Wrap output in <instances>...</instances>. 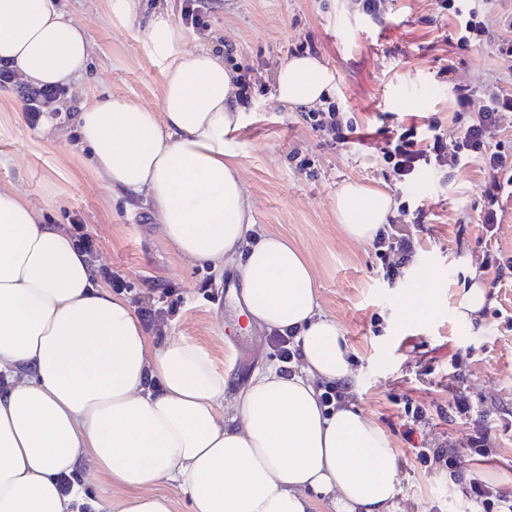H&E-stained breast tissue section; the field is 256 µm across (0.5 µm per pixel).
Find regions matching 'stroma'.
Segmentation results:
<instances>
[{"instance_id":"1","label":"stroma","mask_w":512,"mask_h":512,"mask_svg":"<svg viewBox=\"0 0 512 512\" xmlns=\"http://www.w3.org/2000/svg\"><path fill=\"white\" fill-rule=\"evenodd\" d=\"M60 2L91 39L90 88L103 99L157 107L162 76L146 53L145 33L113 25L102 0ZM205 19L204 30L185 28L191 45L232 54L255 87L227 149L255 203L256 224L295 243L313 265L319 303L339 327L354 370L349 404L384 432L394 454L393 512H475L458 488L474 477L512 493V435L503 433L504 424H512V328L505 324L512 317V283L492 287L493 272L481 267L478 166L459 168L447 182L426 171L402 185L391 183L374 157L392 126L430 120L450 126L453 93L440 69L453 66L456 81L468 82L497 67L493 47L449 45L457 21L440 15L437 0H386L377 23L348 0H216ZM306 40L332 71V98L358 121L361 142L338 143L312 129L299 108L277 102L275 76ZM420 88L433 90L432 99L418 98ZM87 158L62 103L50 104L35 127L24 113L0 106V190L21 188L46 224L82 217L100 243L101 262L127 282L123 295L130 304L151 289L175 288L179 310L163 334L186 337L209 353L227 378L224 414L234 415L249 378L234 370L236 353L225 332L236 315L217 299L237 267L214 271L182 257L163 239L145 198L113 195L103 176L84 167ZM350 181L403 195L429 215L428 223L410 225L416 253L395 281L383 278L372 244L347 240L339 230L336 192ZM423 276L433 287L431 313L401 317V301ZM474 282L486 289V312L465 325L456 310ZM455 391L476 411L468 421L437 413ZM409 399L426 406L428 421L408 440ZM478 428L500 439L493 463L475 461L467 448ZM444 433L460 461L456 481L421 467L414 455Z\"/></svg>"}]
</instances>
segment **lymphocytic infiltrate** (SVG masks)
Returning a JSON list of instances; mask_svg holds the SVG:
<instances>
[{
    "mask_svg": "<svg viewBox=\"0 0 512 512\" xmlns=\"http://www.w3.org/2000/svg\"><path fill=\"white\" fill-rule=\"evenodd\" d=\"M489 0H438L441 15L458 21L455 33L460 49L479 47L494 39L497 19ZM499 56L504 68L493 71L473 84H454L453 128L439 121L409 124L390 130L377 150L392 181L405 184L421 171L449 174L463 165L478 163V187L484 201L481 230L493 238L512 202V137L505 125L512 113V43L501 42ZM0 86L13 89L21 99L30 125H38L50 103L61 100L66 90L59 85H35L16 69L0 66ZM66 233L82 253L93 261L96 278L116 289H124L123 277L98 261V244L81 219L64 225ZM417 240L409 231L395 228L374 241V249L386 276H394L410 262Z\"/></svg>",
    "mask_w": 512,
    "mask_h": 512,
    "instance_id": "obj_1",
    "label": "lymphocytic infiltrate"
}]
</instances>
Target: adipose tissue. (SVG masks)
Here are the masks:
<instances>
[{
    "label": "adipose tissue",
    "instance_id": "ef3b65f1",
    "mask_svg": "<svg viewBox=\"0 0 512 512\" xmlns=\"http://www.w3.org/2000/svg\"><path fill=\"white\" fill-rule=\"evenodd\" d=\"M105 7L117 25L144 22L163 77L158 109L88 92V32L57 0H0V61L67 87L92 168L113 191L148 199L184 258L237 266L251 322L293 331L299 356L256 373L225 417L226 380L203 348L148 336L24 191L0 192V512H101L86 493L98 475L125 491L115 512H173L154 491L162 482L189 493L190 512H314L322 496L337 512H390L398 472L385 434L352 408L318 403L319 383L353 374L341 331L302 252L256 230L224 150L242 125L232 73L189 47L168 12L142 18L138 0ZM334 87L305 55L280 69L276 94L313 108ZM391 213L383 189L350 182L336 194L352 241L373 240Z\"/></svg>",
    "mask_w": 512,
    "mask_h": 512
}]
</instances>
